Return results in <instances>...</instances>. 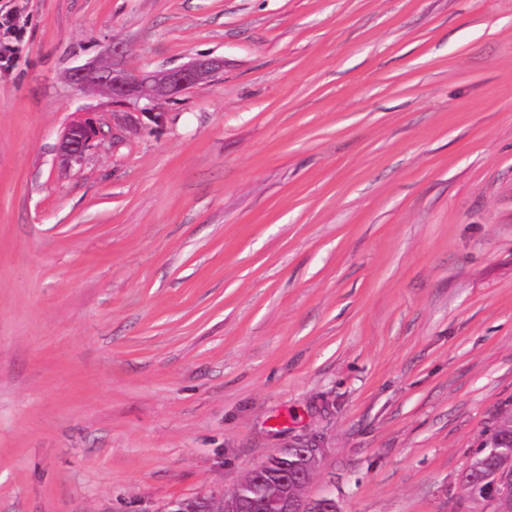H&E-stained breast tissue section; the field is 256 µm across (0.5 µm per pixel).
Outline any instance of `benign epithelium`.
Masks as SVG:
<instances>
[{"instance_id": "7a95c632", "label": "benign epithelium", "mask_w": 512, "mask_h": 512, "mask_svg": "<svg viewBox=\"0 0 512 512\" xmlns=\"http://www.w3.org/2000/svg\"><path fill=\"white\" fill-rule=\"evenodd\" d=\"M112 59L108 64L94 61L77 65L69 70L70 83L78 90L104 91L114 105H126L142 98L155 100L173 98L180 93L203 85L223 67L221 61L208 56L160 71L137 73L122 67V47L112 44L107 51ZM99 128L89 118H77L68 123L61 136L58 150L68 161L78 162L93 147ZM314 502L283 497L272 505L273 512H312Z\"/></svg>"}]
</instances>
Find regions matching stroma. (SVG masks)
I'll return each instance as SVG.
<instances>
[{"label": "stroma", "instance_id": "35a3bbf8", "mask_svg": "<svg viewBox=\"0 0 512 512\" xmlns=\"http://www.w3.org/2000/svg\"><path fill=\"white\" fill-rule=\"evenodd\" d=\"M0 8V512H164L292 447L339 512H500L464 476L512 412V0ZM115 42L224 68L116 107L67 79ZM0 33L3 40L0 41V60L7 63L19 50L20 39L23 33V26L16 13L11 11H0ZM99 128L89 118L73 119L65 127L58 150L68 161L79 162L85 153L93 147Z\"/></svg>", "mask_w": 512, "mask_h": 512}]
</instances>
